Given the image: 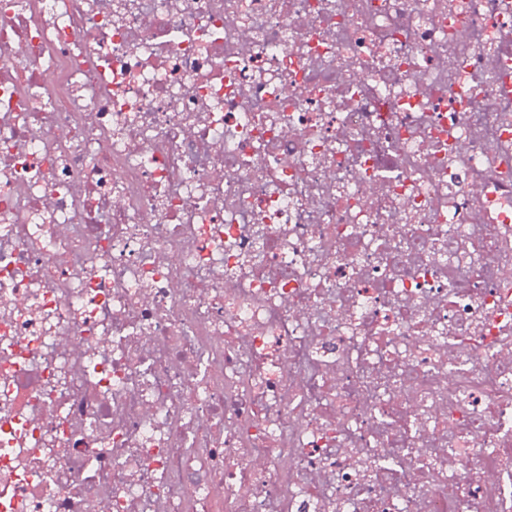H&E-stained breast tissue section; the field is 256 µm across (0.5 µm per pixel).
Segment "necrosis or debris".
<instances>
[{
    "label": "necrosis or debris",
    "instance_id": "necrosis-or-debris-1",
    "mask_svg": "<svg viewBox=\"0 0 512 512\" xmlns=\"http://www.w3.org/2000/svg\"><path fill=\"white\" fill-rule=\"evenodd\" d=\"M0 512H512V0H0Z\"/></svg>",
    "mask_w": 512,
    "mask_h": 512
}]
</instances>
